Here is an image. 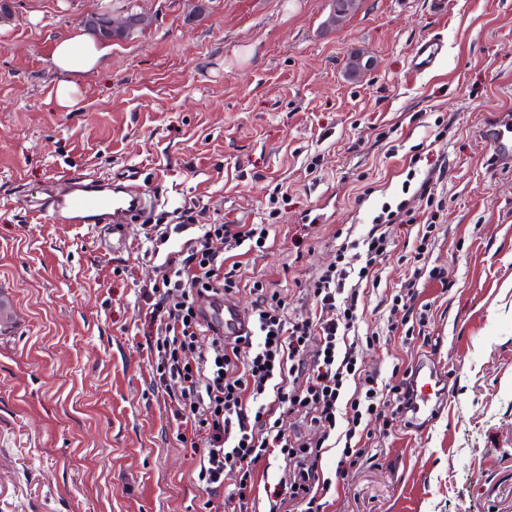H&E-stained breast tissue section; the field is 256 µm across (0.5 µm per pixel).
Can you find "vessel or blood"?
I'll list each match as a JSON object with an SVG mask.
<instances>
[{
    "label": "vessel or blood",
    "instance_id": "1",
    "mask_svg": "<svg viewBox=\"0 0 512 512\" xmlns=\"http://www.w3.org/2000/svg\"><path fill=\"white\" fill-rule=\"evenodd\" d=\"M443 53L438 37L422 40L411 56V68L424 73L435 65ZM482 137L500 158L512 157V136H506L500 120L485 125ZM139 171L115 178L90 179L67 175L56 183L26 191L23 199L33 212L51 210L64 224L92 226L110 225L112 245L120 247L126 239L128 224L155 205L156 200L144 188ZM203 312L214 333L220 336H243L251 332L248 313L236 303L213 296L208 298ZM415 390L411 413L414 420L425 422L444 409L448 402V385L433 371L430 364L422 363L413 370Z\"/></svg>",
    "mask_w": 512,
    "mask_h": 512
}]
</instances>
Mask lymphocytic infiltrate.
<instances>
[{
    "label": "lymphocytic infiltrate",
    "instance_id": "f902f5d3",
    "mask_svg": "<svg viewBox=\"0 0 512 512\" xmlns=\"http://www.w3.org/2000/svg\"><path fill=\"white\" fill-rule=\"evenodd\" d=\"M444 176L445 163L436 160L414 192L418 208L382 207L366 233L344 240L335 261L309 285L310 309L297 315L289 314L286 300L265 280L241 273L242 257L269 239L270 225L200 224L189 206L178 223L148 226L149 242L194 232L166 255L161 278L139 287L136 333L143 338L153 395L167 401L175 420L199 437L205 451L197 480L210 494L223 496L227 512H256L262 497L268 512H326L331 483L321 478L319 462L338 412H345L347 422L336 466L342 473L367 455L364 422L375 419L390 430L408 408L409 373L379 383L363 369L350 336L365 309L362 286L377 283L394 224L418 230L404 256L406 279L390 296L389 330L408 338L425 327L428 309L419 302V285L448 281L445 268L427 264L437 229L435 188ZM244 290L254 297L251 333L231 341L210 335L197 297ZM277 405L296 416L292 434L274 420ZM311 430L318 431L317 439L308 438ZM270 457L283 462L290 478L262 487L255 468ZM228 471L239 474L229 491Z\"/></svg>",
    "mask_w": 512,
    "mask_h": 512
}]
</instances>
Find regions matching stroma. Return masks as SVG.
Masks as SVG:
<instances>
[{"instance_id": "obj_1", "label": "stroma", "mask_w": 512, "mask_h": 512, "mask_svg": "<svg viewBox=\"0 0 512 512\" xmlns=\"http://www.w3.org/2000/svg\"><path fill=\"white\" fill-rule=\"evenodd\" d=\"M361 0L336 30L330 0H10L0 21V512H225L193 480L199 455L147 390L130 334L136 282L160 277L139 258L143 224H171L199 202V223L276 220L247 275H264L303 312L311 277L382 204L403 200L408 172L442 156L444 202L425 283L427 339L387 330L386 295L412 244L392 227L381 283L359 334L363 367L389 381L426 360L447 406L394 431L371 421L362 465L337 474L327 512H512V162L479 129L512 114V0ZM147 13L146 32L113 42L76 76V103L55 96L54 43L83 17ZM437 36L444 55L417 75L409 57ZM372 67L349 77V54ZM448 126L438 134L434 120ZM140 169L156 198L117 250L102 235L31 213L23 191L79 173ZM287 200L272 201L276 184ZM317 223L304 227L305 215ZM121 275H113V268Z\"/></svg>"}]
</instances>
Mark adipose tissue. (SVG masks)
Listing matches in <instances>:
<instances>
[{
	"label": "adipose tissue",
	"mask_w": 512,
	"mask_h": 512,
	"mask_svg": "<svg viewBox=\"0 0 512 512\" xmlns=\"http://www.w3.org/2000/svg\"><path fill=\"white\" fill-rule=\"evenodd\" d=\"M110 51L108 44L79 35L55 43L50 59L55 71L64 79L57 86V99L61 105H74L75 85L73 76L92 71Z\"/></svg>",
	"instance_id": "adipose-tissue-1"
}]
</instances>
